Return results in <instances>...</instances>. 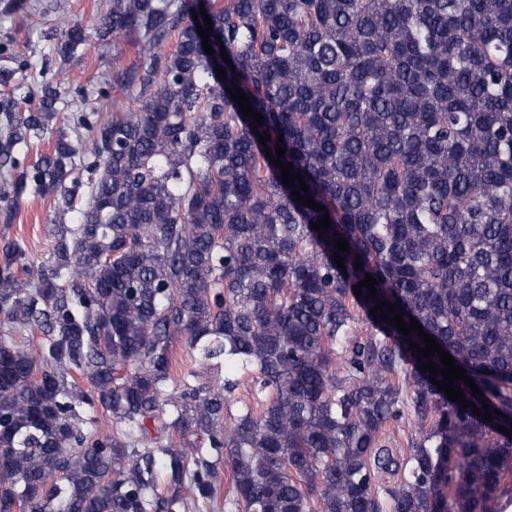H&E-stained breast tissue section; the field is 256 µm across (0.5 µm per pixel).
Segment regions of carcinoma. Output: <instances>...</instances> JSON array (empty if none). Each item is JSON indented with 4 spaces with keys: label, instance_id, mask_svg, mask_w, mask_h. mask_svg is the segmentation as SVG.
I'll return each instance as SVG.
<instances>
[{
    "label": "carcinoma",
    "instance_id": "carcinoma-1",
    "mask_svg": "<svg viewBox=\"0 0 512 512\" xmlns=\"http://www.w3.org/2000/svg\"><path fill=\"white\" fill-rule=\"evenodd\" d=\"M93 37L135 52L80 117L88 158L61 129L31 168L14 155L65 110L63 84L22 116L0 103V222L31 192L82 200L48 266L0 249V512H196L221 494L224 512L512 501V0H112L56 53ZM114 90L134 107L108 112ZM279 146L323 210L282 184L265 151ZM368 273L376 297L358 298ZM384 301L466 370L483 395L455 385L480 414L429 381L420 366L444 365L417 359L418 332L373 320ZM179 338L199 369L170 389ZM221 359L252 372L258 408L233 413L237 379L206 377ZM99 410L116 431L87 429ZM170 433L179 445L161 443Z\"/></svg>",
    "mask_w": 512,
    "mask_h": 512
}]
</instances>
